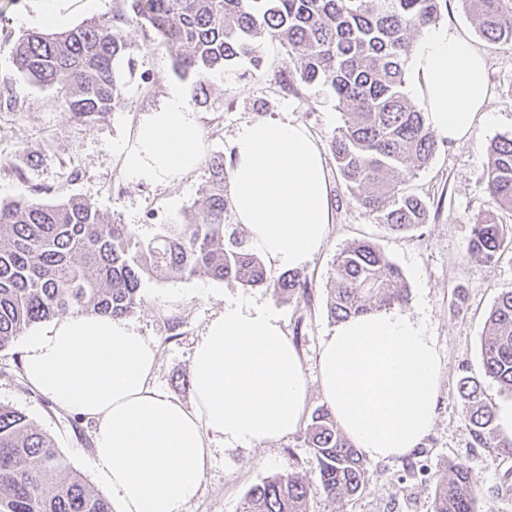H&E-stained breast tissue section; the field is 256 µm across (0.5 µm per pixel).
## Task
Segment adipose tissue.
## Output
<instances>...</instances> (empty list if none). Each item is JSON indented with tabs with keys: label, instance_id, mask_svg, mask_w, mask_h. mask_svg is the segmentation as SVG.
<instances>
[{
	"label": "adipose tissue",
	"instance_id": "obj_1",
	"mask_svg": "<svg viewBox=\"0 0 512 512\" xmlns=\"http://www.w3.org/2000/svg\"><path fill=\"white\" fill-rule=\"evenodd\" d=\"M412 92L440 137H470L487 118L484 56L464 37L429 29L412 46ZM198 115L181 89L147 112L118 150L131 182L164 185L204 153ZM228 197L237 223L276 271L323 248L334 221L323 149L298 122L244 124L231 144ZM158 346L131 322L68 313L25 338L24 378L94 425L92 463L117 512H187L201 494L213 444L245 448L299 428L308 380L279 316L228 302L195 342L193 404L154 382ZM441 359L422 323L399 310L338 323L320 346L319 383L343 434L367 459L402 457L435 420Z\"/></svg>",
	"mask_w": 512,
	"mask_h": 512
}]
</instances>
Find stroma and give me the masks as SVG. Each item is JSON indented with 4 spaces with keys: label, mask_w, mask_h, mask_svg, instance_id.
Listing matches in <instances>:
<instances>
[{
    "label": "stroma",
    "mask_w": 512,
    "mask_h": 512,
    "mask_svg": "<svg viewBox=\"0 0 512 512\" xmlns=\"http://www.w3.org/2000/svg\"><path fill=\"white\" fill-rule=\"evenodd\" d=\"M438 24L466 37L485 55L491 117L477 123L468 139L440 141L429 166L408 180L407 189L435 209L426 224L397 234L377 223L349 194L329 155L325 161L334 222L323 249L304 268L312 283L308 297L288 301L269 288L205 276L157 278L144 282L142 301L129 316L158 345L156 385L188 405L193 401V345L225 302L241 300L274 311L312 382L307 403L312 410L325 403L315 379L321 341L335 327L326 309L334 260L352 242H372L402 270L409 287L404 310L425 324L440 351L442 375L430 432L409 456L372 462L363 491L335 501L320 490L302 432L252 449L219 445L202 493L188 512H242L252 485L288 472L309 484L307 512H432L435 485L452 462L465 464L477 481L476 512H512V447L475 446L457 391L459 378L470 375L480 380L491 404L512 399L485 377L481 354L487 314L501 292L512 290V253L487 262L467 252L474 219L494 208L483 181L486 148L498 136L512 133V44L481 38L461 0H448ZM123 33L136 66L117 64L122 102L89 122L63 112L54 90L18 74L8 47L0 43V81H8L19 102L18 109L0 112V204L22 194L44 203L76 196L105 218L127 224L143 240L151 239L159 225L181 223L186 214L203 219L199 203L206 189L205 167L162 186L129 182L119 169L116 146L166 98L171 86L190 84L174 69L184 46L152 47L134 23L124 26ZM260 56V67L242 59L210 78V98L198 108L206 155H228L239 128L256 120L302 123L323 145L342 126L344 116L328 86L284 88L283 79L296 66L286 47L265 41ZM23 355L19 339L0 350V403L23 411L54 440L66 464L92 491L110 497L91 464L92 422L32 389L23 377Z\"/></svg>",
    "instance_id": "35a3bbf8"
}]
</instances>
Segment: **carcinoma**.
Instances as JSON below:
<instances>
[{"instance_id":"1","label":"carcinoma","mask_w":512,"mask_h":512,"mask_svg":"<svg viewBox=\"0 0 512 512\" xmlns=\"http://www.w3.org/2000/svg\"><path fill=\"white\" fill-rule=\"evenodd\" d=\"M479 35L512 43V0H462ZM447 0H118L109 21L90 20L62 32L5 36L12 63L30 82L56 91L64 110L91 121L121 102L114 62L127 54L122 26H140L145 41L180 43L188 53L176 69L192 75L197 101L209 96V78L235 59L260 65L258 48L277 40L296 58L288 88L330 84L344 125L330 141L346 189L377 223L397 233L427 223V201L403 187L438 147L436 134L407 96L411 33L436 22ZM200 206L205 218L162 224L150 240L128 225L107 221L78 198L44 204L20 195L0 205V350L36 323L80 311L122 318L141 303L150 278L207 276L245 287L271 288L283 299H300L311 287L301 271L271 275L236 232L224 231L229 174L224 156L207 161ZM486 189L500 209L512 212V135L488 148ZM512 250V230L493 212L471 225L468 252L488 262ZM408 301L400 269L369 241L337 255L327 310L341 322ZM485 375L512 393V290L500 293L485 321ZM474 441L486 447L512 440L495 432V411L480 382L459 380ZM304 440L313 450L322 492L352 497L368 481L370 463L340 431L331 410L311 414ZM476 482L461 463L448 465L437 484L433 512H475ZM308 484L294 473L269 476L246 494L243 512H304ZM0 512H112L65 464L52 438L28 416L0 403Z\"/></svg>"}]
</instances>
